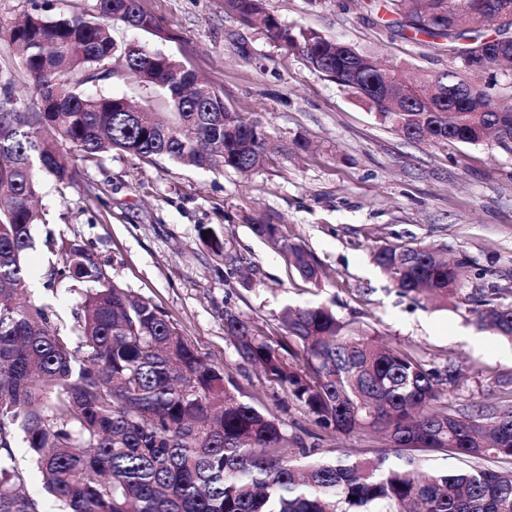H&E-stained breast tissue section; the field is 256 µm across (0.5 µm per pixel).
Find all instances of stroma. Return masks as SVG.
I'll use <instances>...</instances> for the list:
<instances>
[{
    "instance_id": "35a3bbf8",
    "label": "stroma",
    "mask_w": 512,
    "mask_h": 512,
    "mask_svg": "<svg viewBox=\"0 0 512 512\" xmlns=\"http://www.w3.org/2000/svg\"><path fill=\"white\" fill-rule=\"evenodd\" d=\"M142 3L158 34L117 23V44L164 51L205 77L227 107L260 120L275 139L303 135L311 149L246 175L108 153L82 167L65 193L43 181L49 216L36 226V239L51 234L89 246L115 283L157 305L202 358L225 368L246 395L275 406L286 433L319 453L370 456L383 446L371 434L310 437V418L293 403H277L276 388L238 357L224 334L225 312L269 333L285 306L327 304L388 342L447 352L470 374L465 388L449 391V408L468 413L497 403L496 377L512 373V343L478 329L467 305L399 295L372 253L390 244L432 247L464 261L465 294L495 288L511 303L512 152L493 144L408 142L264 28L225 13L224 0ZM266 7L283 25L309 26L407 62L417 79L449 65L447 56L386 31L362 0H267ZM95 12L96 0H0V83L11 82L22 96L29 90L9 39L18 21ZM257 219L288 225L335 271V282L316 286L290 272L248 229ZM201 224L215 230L223 254L199 238ZM52 260L42 249L29 252L30 294L50 305L65 329L83 296L44 288Z\"/></svg>"
}]
</instances>
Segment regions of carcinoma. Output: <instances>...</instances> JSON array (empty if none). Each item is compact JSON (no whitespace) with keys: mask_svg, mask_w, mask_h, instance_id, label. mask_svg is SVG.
<instances>
[{"mask_svg":"<svg viewBox=\"0 0 512 512\" xmlns=\"http://www.w3.org/2000/svg\"><path fill=\"white\" fill-rule=\"evenodd\" d=\"M499 3L384 0L394 16L388 29L451 63L419 82L403 64L384 67L317 29L282 25L265 0H224V12L261 23L410 142L490 140L511 151L512 86L491 83L482 66V54L499 55L498 71L512 75V30H486ZM118 22L157 30L141 0H97L94 18L30 15L10 31L31 84L22 105L11 83L0 87V512H41L12 465L17 436L62 512H512V373L497 378L501 401L466 414L443 402L469 381L446 352L437 365L422 349L383 343L325 304L285 308L279 333L270 335L225 313L224 333L238 356L317 428L381 432L396 461L387 454L312 459L272 410L244 399L157 306L115 285L84 243L52 235L43 241L58 257L45 287L85 286L82 313L69 329L26 296L25 254L35 244L34 226L47 222L37 173L63 190L79 165L114 150L241 174L276 154L308 150L300 136L275 141L173 57L117 46ZM116 54L120 70L112 68ZM126 76L161 91L169 117L123 96L84 91ZM249 229L301 280H334L286 226ZM373 261L404 296L446 302L461 295L464 262L431 247L386 245ZM475 302L476 326L512 341V304L499 303L494 289ZM419 451L508 466L428 470Z\"/></svg>","mask_w":512,"mask_h":512,"instance_id":"cac0c4a2","label":"carcinoma"}]
</instances>
